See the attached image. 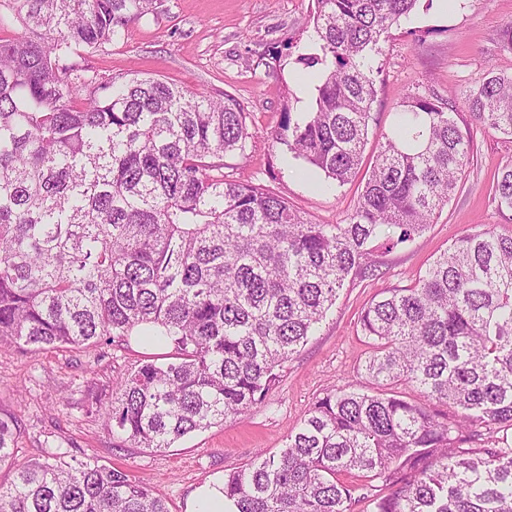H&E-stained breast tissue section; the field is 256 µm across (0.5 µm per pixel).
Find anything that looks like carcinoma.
I'll return each instance as SVG.
<instances>
[{"label":"carcinoma","instance_id":"cac0c4a2","mask_svg":"<svg viewBox=\"0 0 512 512\" xmlns=\"http://www.w3.org/2000/svg\"><path fill=\"white\" fill-rule=\"evenodd\" d=\"M161 2L0 0V344L87 349L155 329L175 360L143 363L94 404L123 444L156 450L261 403L348 277L374 272L370 245L433 223L476 132L512 137V72L487 70L462 112L454 93L414 94L348 222L314 224L224 174L253 138L231 95L102 80L77 61ZM418 2L315 0L318 52L296 58L316 69L314 104L276 134L293 158L339 185L356 175L382 43ZM492 201L512 211V164ZM359 325L375 392H325L279 456L224 475V497L237 512H512V235L453 239ZM20 432L0 417V512H171L148 483L72 465L59 445L17 460Z\"/></svg>","mask_w":512,"mask_h":512}]
</instances>
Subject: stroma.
Masks as SVG:
<instances>
[{
	"mask_svg": "<svg viewBox=\"0 0 512 512\" xmlns=\"http://www.w3.org/2000/svg\"><path fill=\"white\" fill-rule=\"evenodd\" d=\"M314 10V0H163L158 16L129 23L121 37L84 53L82 63L103 79L138 73L193 92L233 96L249 115L253 137L246 158L225 157V174L273 189L314 223L339 224L363 190L365 171L343 186L326 185L321 174L305 176L303 162L273 137L284 112L309 111L313 102L315 90L306 87L303 66L288 47H311ZM509 21L512 0H419L383 45L364 160H371L400 104L413 94L428 89L444 96L487 69L511 72L512 54L498 45ZM509 163L511 137L478 133L465 176L433 224L394 248L376 242L375 274L346 283L266 400L173 447H118L104 420L87 411L92 397L110 394L113 379L137 369L150 351L132 343L89 350L0 347V416L19 420V459L35 460L45 446L66 444L70 458L123 468L182 512L193 486L279 454L315 397L334 387L370 390L363 370L369 348L358 317L379 292L413 285L456 237L485 228L512 234V212H498L490 195L495 174Z\"/></svg>",
	"mask_w": 512,
	"mask_h": 512,
	"instance_id": "obj_1",
	"label": "stroma"
}]
</instances>
